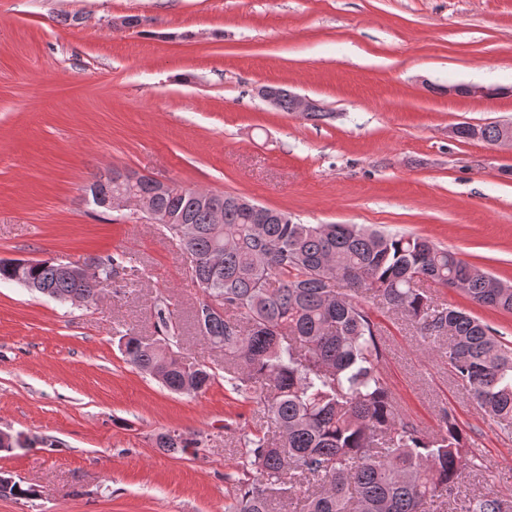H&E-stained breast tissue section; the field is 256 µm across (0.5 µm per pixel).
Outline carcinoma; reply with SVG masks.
<instances>
[{
  "label": "carcinoma",
  "mask_w": 512,
  "mask_h": 512,
  "mask_svg": "<svg viewBox=\"0 0 512 512\" xmlns=\"http://www.w3.org/2000/svg\"><path fill=\"white\" fill-rule=\"evenodd\" d=\"M498 124L465 125L462 140L496 142ZM133 196L175 222L164 225L190 253L189 275L201 288L196 307L215 300L221 311L204 320L203 337L224 355L233 393L264 406L274 434L242 436L245 453L228 512H273L270 492L296 501L300 512H440L462 474L468 438L446 413L427 431L407 420L381 370L379 329L356 294L371 289L399 312L423 343L448 359L456 381L502 430L512 432V347L494 329L419 287L431 280L460 290L474 304L512 312V286L463 263L430 240L368 230L356 224H297L242 198L192 189L168 192L140 176ZM102 277L127 272L119 254L97 257ZM345 283L347 292L328 287ZM21 286L48 290L56 300L79 293L97 301L94 283L64 276L56 260H30ZM157 337L123 336L120 350L140 371L174 393L199 394L213 367L179 352L168 305L154 304ZM33 499L19 482L0 484V498ZM463 512H503L491 496L467 499Z\"/></svg>",
  "instance_id": "obj_1"
}]
</instances>
